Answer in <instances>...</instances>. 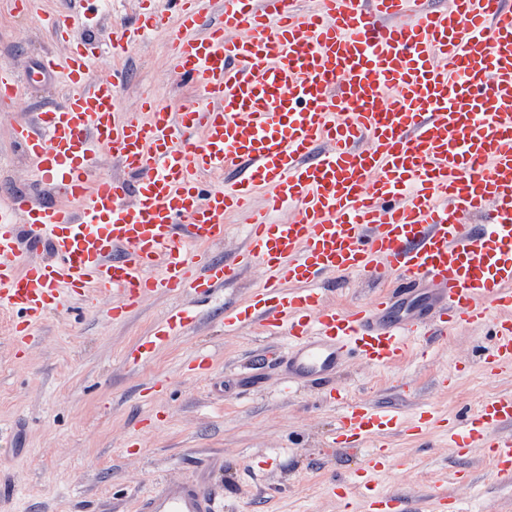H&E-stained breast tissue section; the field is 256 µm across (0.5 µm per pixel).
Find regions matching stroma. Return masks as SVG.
<instances>
[{
  "mask_svg": "<svg viewBox=\"0 0 512 512\" xmlns=\"http://www.w3.org/2000/svg\"><path fill=\"white\" fill-rule=\"evenodd\" d=\"M50 49L65 46L53 43L40 17L0 14V64L21 74ZM128 66L131 80L121 92L127 110L144 95L174 107L191 93L175 81L163 33L143 39ZM61 93L56 81L38 78L20 104L0 107V200L42 195L12 134L32 109L59 102ZM263 277L260 266L251 267L142 366L128 352L149 340L183 297L157 291L120 320L106 313L110 298L94 311L70 298L21 351L0 313V512H133L135 496L163 479L202 480L223 512H365L360 496L344 499L336 489L337 479L361 475L408 512H442L440 494L462 500L468 512H512V487L493 481L484 450L457 458L443 429L387 436L398 460L389 470L365 472L363 453L331 448L343 407L330 391L288 392L282 366L265 357L272 338L248 325L224 328L225 310L244 304ZM492 343L481 325L449 330L428 359L399 367L352 355L335 388L409 418L429 408L450 421L512 392V374L484 367L483 350ZM203 352L213 366L200 375L192 366ZM156 378L165 390L144 402L142 391ZM457 470L470 474L469 484L454 483Z\"/></svg>",
  "mask_w": 512,
  "mask_h": 512,
  "instance_id": "obj_1",
  "label": "stroma"
}]
</instances>
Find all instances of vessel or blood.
<instances>
[{
	"instance_id": "b4317fda",
	"label": "vessel or blood",
	"mask_w": 512,
	"mask_h": 512,
	"mask_svg": "<svg viewBox=\"0 0 512 512\" xmlns=\"http://www.w3.org/2000/svg\"><path fill=\"white\" fill-rule=\"evenodd\" d=\"M168 2V13L78 43L102 0L45 18L68 50L47 52L36 71L66 93L13 139L48 193L0 210V310L15 319L17 347L69 295L90 307L112 297L119 319L161 289L209 299L258 263L264 282L228 319L285 337L289 389L329 381L346 352L395 367L427 358L451 328L488 322L486 367L511 373L512 0H319L308 13L295 0H218L215 15L207 0ZM151 30L167 33L176 76L199 95L174 109L146 97L130 114L119 100L127 58ZM104 52L100 79L90 66ZM31 81L1 66L0 105ZM106 161L118 173H101ZM258 194L265 205L251 209ZM234 211L249 214L245 244L210 260ZM343 272L392 283L344 308L322 291ZM423 280L434 285L428 315L381 322ZM196 318L174 310L129 360L148 362ZM437 422L362 399L342 411L333 445L385 470L397 463L386 435ZM448 437L457 456L485 450L493 479L512 485L511 393L460 416ZM135 508L219 512L197 480L161 481Z\"/></svg>"
}]
</instances>
